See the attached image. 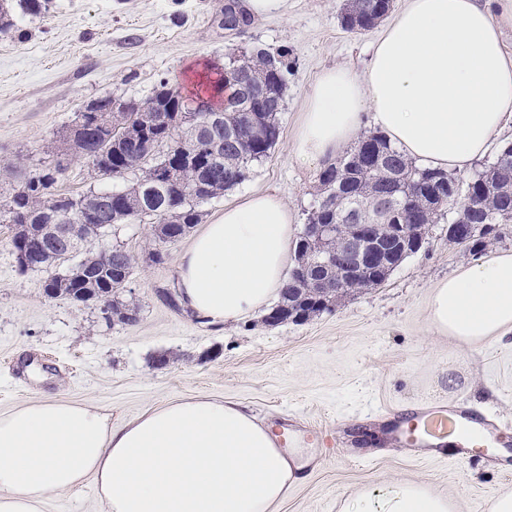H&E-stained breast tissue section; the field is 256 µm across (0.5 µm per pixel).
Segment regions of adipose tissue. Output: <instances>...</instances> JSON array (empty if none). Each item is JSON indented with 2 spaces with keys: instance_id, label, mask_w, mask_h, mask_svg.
Wrapping results in <instances>:
<instances>
[{
  "instance_id": "obj_1",
  "label": "adipose tissue",
  "mask_w": 512,
  "mask_h": 512,
  "mask_svg": "<svg viewBox=\"0 0 512 512\" xmlns=\"http://www.w3.org/2000/svg\"><path fill=\"white\" fill-rule=\"evenodd\" d=\"M512 0H404L362 72H323L292 150L335 157L372 112L411 158L465 171L512 123V57L501 41ZM295 212L256 194L225 207L177 261L182 305L221 325L269 306L291 263ZM437 333L464 346L512 333V253L478 262L432 291ZM245 406L180 400L120 425L88 404L45 401L0 415V512H43L51 494L93 479L105 512H272L300 475ZM337 512H456L404 482L338 497Z\"/></svg>"
}]
</instances>
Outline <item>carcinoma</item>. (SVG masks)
<instances>
[{"label": "carcinoma", "instance_id": "carcinoma-1", "mask_svg": "<svg viewBox=\"0 0 512 512\" xmlns=\"http://www.w3.org/2000/svg\"><path fill=\"white\" fill-rule=\"evenodd\" d=\"M52 0H0V32L15 30L20 13L40 15L49 10ZM393 7L392 0H358L344 5L340 25L349 33H362L374 28ZM224 68H241L252 73L274 100L284 102L290 62L274 67L270 50L253 47L242 53L224 56ZM159 86L164 116L167 121L153 123V115L140 112L131 102L110 96L97 98L86 105L95 113L96 124L89 126L79 138L72 139L70 149L91 162L102 175L124 177L133 175L130 185L119 191L95 190L73 196L55 191L58 176L65 169V158L56 156L43 168L22 176L17 189L3 204L4 216L14 226V247L38 254L44 268L57 272L45 281V288L56 290L55 297L73 302L89 300L105 309H112L114 321L125 324L138 321V310L118 301L117 294L127 287L139 257L124 247L116 246L101 253L90 242L53 234L48 230L49 215L58 214V223L74 224L82 212H91L98 224H130L152 220L155 235L175 243L201 223L200 206L224 196L226 181L263 161L276 145L281 126V111L270 110L256 101L252 108L264 130L261 139L248 140L240 113H223L221 126L214 134L224 140V153L212 159L195 157L180 139L189 128L182 112L185 98L178 84L163 79ZM224 93L223 79L205 76L193 92L195 99L206 104ZM119 129L129 139L143 138L147 148L139 155H130L124 142L114 139ZM370 149V158L353 161L360 146ZM503 150L494 160L476 171L466 182L463 195L453 204L432 207L428 195L441 188L439 179L450 178L448 172L423 166L405 157L382 133L362 138L346 150L340 159L325 168L317 177L314 202L307 212L309 224H343V216L351 198L366 199L365 191L396 192L394 207L402 213L403 224H438L445 220L457 223L466 213L472 224L512 223V160L501 162ZM498 236L486 237L464 231L448 237V245L461 246L478 254L492 245ZM327 275L321 268L314 275L297 279L294 274L282 288L281 302L291 303L299 294L313 300L318 289L315 280ZM95 290L87 300L82 293Z\"/></svg>", "mask_w": 512, "mask_h": 512}]
</instances>
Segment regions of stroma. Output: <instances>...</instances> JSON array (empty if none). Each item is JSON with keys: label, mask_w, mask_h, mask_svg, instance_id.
<instances>
[{"label": "stroma", "mask_w": 512, "mask_h": 512, "mask_svg": "<svg viewBox=\"0 0 512 512\" xmlns=\"http://www.w3.org/2000/svg\"><path fill=\"white\" fill-rule=\"evenodd\" d=\"M223 0H53L41 17L21 16L18 33H0V162L35 171L91 100L111 95L143 101L161 79L178 83L197 68L220 67L229 50L288 47L281 134L267 158L222 198L203 206L204 222L250 193L281 197L305 222L319 167L292 154L308 91L327 68L366 67L379 29L352 34L338 20L342 0H285L255 16L245 31L219 29L212 15ZM79 156H69L60 192L121 190ZM9 224L0 217V414L45 400L91 404L113 425L168 402L221 398L248 406L278 430L291 422L329 427L333 446L299 449L306 467L275 512H337L339 496L364 487L421 482L455 499L457 512H483L512 491V443L504 454L468 451L424 461L423 449L397 446L394 421L429 404L468 408L512 433V341L475 348L448 342L431 327L427 301L448 276L512 253V226L482 255L450 246L448 227L433 225L416 254L377 288L348 295L308 321L266 325L264 312L211 326L171 306L177 260L192 243L168 245L163 264L146 224L116 225L106 245L140 255L121 298L137 306L132 326L112 322L99 305L50 299L48 271L16 269ZM44 512H104L93 480L53 494Z\"/></svg>", "instance_id": "stroma-1"}]
</instances>
